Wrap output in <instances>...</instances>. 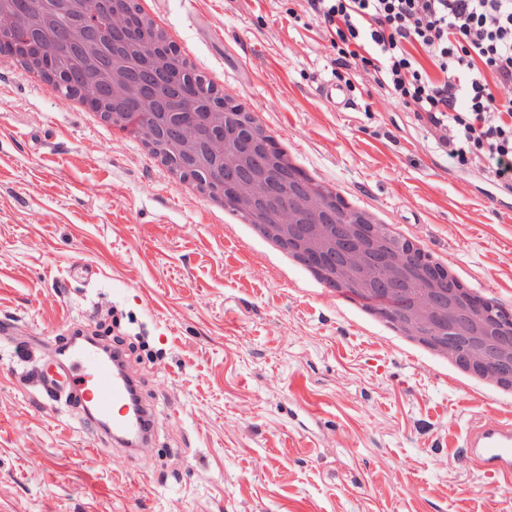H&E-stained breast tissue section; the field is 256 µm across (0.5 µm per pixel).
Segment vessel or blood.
I'll list each match as a JSON object with an SVG mask.
<instances>
[{
    "label": "vessel or blood",
    "instance_id": "b4317fda",
    "mask_svg": "<svg viewBox=\"0 0 512 512\" xmlns=\"http://www.w3.org/2000/svg\"><path fill=\"white\" fill-rule=\"evenodd\" d=\"M316 96L332 111L351 107L352 90L331 78L318 80ZM132 377L117 373L112 360L103 358L89 342L73 344L63 362L49 366L36 377L46 398L66 399L80 412L81 424L110 444L133 450L148 446L155 420L150 405H142L140 419L125 415L131 399ZM466 460L474 468L493 474L499 481L512 482V417L487 425L473 423L465 435Z\"/></svg>",
    "mask_w": 512,
    "mask_h": 512
}]
</instances>
